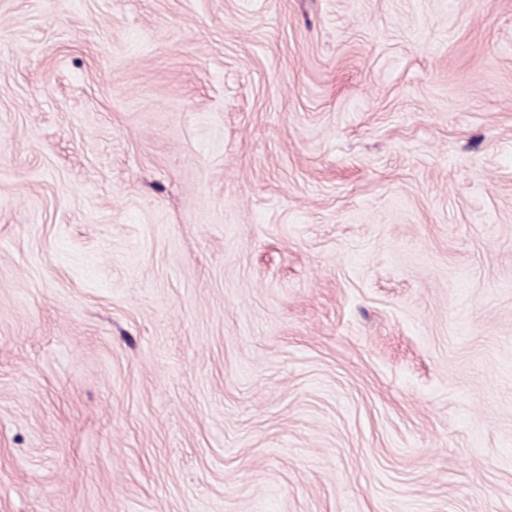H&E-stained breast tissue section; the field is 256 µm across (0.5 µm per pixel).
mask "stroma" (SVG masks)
Masks as SVG:
<instances>
[{"mask_svg":"<svg viewBox=\"0 0 512 512\" xmlns=\"http://www.w3.org/2000/svg\"><path fill=\"white\" fill-rule=\"evenodd\" d=\"M0 512H512V0H0Z\"/></svg>","mask_w":512,"mask_h":512,"instance_id":"35a3bbf8","label":"stroma"}]
</instances>
